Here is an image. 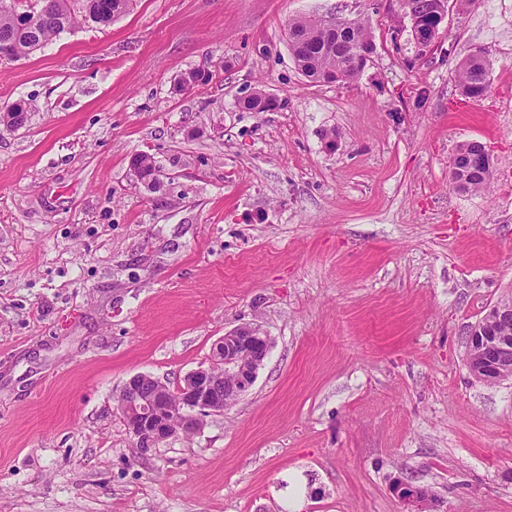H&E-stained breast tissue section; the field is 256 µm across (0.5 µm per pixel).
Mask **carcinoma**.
<instances>
[{"label":"carcinoma","mask_w":512,"mask_h":512,"mask_svg":"<svg viewBox=\"0 0 512 512\" xmlns=\"http://www.w3.org/2000/svg\"><path fill=\"white\" fill-rule=\"evenodd\" d=\"M53 14L31 32L16 30L13 17L0 10V46L6 44L12 54L26 57L41 48L49 39L75 24L108 25L126 14L133 0H53ZM400 19L412 11L421 17L447 8L448 0H397ZM288 47L298 69L314 83L341 84L361 74L360 52L376 47L368 21L339 16L312 18L300 16L288 20ZM490 62L479 49L466 58L456 71L461 95L468 99L485 96L489 88ZM243 107L252 112H273L280 108L263 91L243 100ZM478 145L464 142L455 151V163L450 165V184L461 193L486 190L492 178L490 164L473 166ZM136 174L148 186L156 185L155 165L150 157L141 155L132 161Z\"/></svg>","instance_id":"1"}]
</instances>
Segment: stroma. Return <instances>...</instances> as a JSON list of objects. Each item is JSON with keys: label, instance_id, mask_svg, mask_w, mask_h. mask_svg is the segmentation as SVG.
Instances as JSON below:
<instances>
[{"label": "stroma", "instance_id": "obj_1", "mask_svg": "<svg viewBox=\"0 0 512 512\" xmlns=\"http://www.w3.org/2000/svg\"><path fill=\"white\" fill-rule=\"evenodd\" d=\"M367 19L361 75L313 84L289 19ZM373 0H136L0 60V512H512V378L463 331L512 297V0H448L435 46ZM470 112L455 73L476 48ZM204 70L211 81L179 86ZM261 89L282 102L250 112ZM494 159L449 187L458 144ZM153 158L152 190L132 158ZM242 324L272 347L195 436L140 454L117 397L176 386ZM490 62L486 53L476 50L466 58L456 71V82L461 95L468 99L485 96L489 88ZM478 154V145L464 142L458 146L454 155L455 163L450 162V184L461 193H478L486 190L492 178L490 163L471 165L472 158ZM453 155V156H454ZM453 160V162H454Z\"/></svg>", "mask_w": 512, "mask_h": 512}]
</instances>
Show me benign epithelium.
Here are the masks:
<instances>
[{
	"label": "benign epithelium",
	"mask_w": 512,
	"mask_h": 512,
	"mask_svg": "<svg viewBox=\"0 0 512 512\" xmlns=\"http://www.w3.org/2000/svg\"><path fill=\"white\" fill-rule=\"evenodd\" d=\"M0 7L11 11L17 27L27 32L44 20L49 3L45 0H4ZM435 19L410 21L415 45L426 49L439 24ZM512 303L493 305L465 332L468 370L483 382L512 377ZM271 349V338L257 326L244 324L219 337L211 347L208 363L189 371L175 390L146 373L129 377L120 390L119 407L127 433L136 444L154 448L168 439L198 433L204 418L224 413L230 403L244 395L254 384ZM402 502L423 506V489L401 483Z\"/></svg>",
	"instance_id": "benign-epithelium-1"
}]
</instances>
